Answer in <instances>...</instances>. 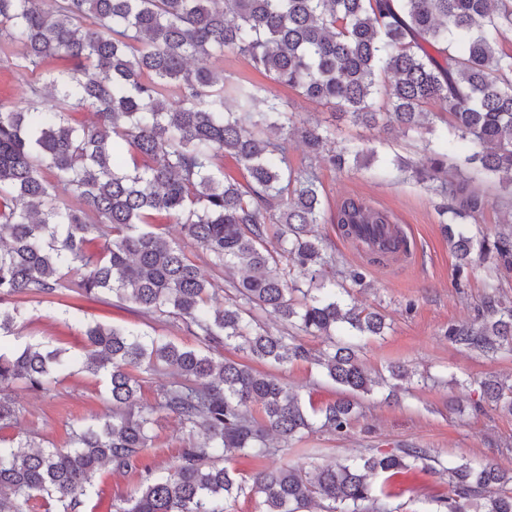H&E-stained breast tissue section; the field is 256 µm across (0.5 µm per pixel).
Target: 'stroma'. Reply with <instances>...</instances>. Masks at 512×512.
Segmentation results:
<instances>
[{
    "mask_svg": "<svg viewBox=\"0 0 512 512\" xmlns=\"http://www.w3.org/2000/svg\"><path fill=\"white\" fill-rule=\"evenodd\" d=\"M209 66L230 81L275 88L298 121L335 127L339 142L377 150L379 162L368 167L338 171L328 164H317L324 211L333 213L348 197L370 200L394 215L412 244L411 258L373 265L363 249L343 237L336 225L326 222L316 225L315 230L331 244L337 270L358 268L364 273L366 285L351 289L352 301L387 317L389 327L384 335L361 341L362 364L383 371L400 362L434 378L433 384L424 387L411 385L396 403L384 402L377 393L363 397V412L346 434L318 431L270 460L237 458L231 461V468L249 476L269 462L305 467L312 462L326 464L378 450L416 446L429 449L444 462L461 457L491 458L512 471V416L491 405H479L476 384L478 378L490 373L512 376V355L491 361L460 348L446 336L448 326L472 322L490 300L512 301V270L485 264L457 275V261L443 232L440 209L444 197L387 165V158L396 154L421 161L425 131L406 132L392 122L365 127L336 121L330 108L305 99L295 90L274 86L240 55L227 52L215 56ZM58 74L54 62L43 64L33 74L0 56V99L22 105L32 86H44ZM472 151L469 143H458L448 155V172L471 179L474 189L485 197L484 209L471 220L469 228L491 234L512 213V202L502 199L498 185L478 180L474 168L465 164ZM92 322L144 329L190 347L198 344L179 319L151 314L108 296L83 298L69 288L59 289L54 303L21 304L16 335L4 337L0 344L11 350L49 342L79 355L84 346L82 328ZM264 370L288 384L304 403L318 407L339 396L335 384L309 362L268 364ZM10 394L22 408V428L45 447L63 445L74 420L110 412L104 380L76 368L62 374L48 393H34L18 384ZM152 434L153 446L142 459L143 468L162 473L176 463L183 434L177 418L166 413L156 418ZM140 482V470L115 473L103 469L85 501L84 512H117ZM392 492L388 501L391 512H436L449 488L446 479L420 464L399 474Z\"/></svg>",
    "mask_w": 512,
    "mask_h": 512,
    "instance_id": "obj_1",
    "label": "stroma"
}]
</instances>
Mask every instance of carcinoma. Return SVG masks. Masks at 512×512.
<instances>
[{
  "mask_svg": "<svg viewBox=\"0 0 512 512\" xmlns=\"http://www.w3.org/2000/svg\"><path fill=\"white\" fill-rule=\"evenodd\" d=\"M42 2L0 0L1 53L20 47L22 68L32 72L49 60L69 65L24 106L0 101V336L13 333L19 303L47 301L70 275L79 295L181 319L200 347L85 325L80 369L107 380L112 411L72 426L61 448L0 437V512H36L40 501L81 512L102 468L138 467L160 412L175 415L185 432L178 463L164 474L145 469L119 512H229L247 489L258 512L321 504L325 512H388V494L370 477L423 464L429 449L378 451L308 472L272 465L255 472L249 488L222 465L269 457L320 428L343 435L358 417V397L383 387L395 393L416 372L395 364L374 376L360 362L358 341L382 335L385 315L347 302L346 285L328 278L335 258L313 230L325 222L319 177L311 165L288 162L295 134L311 159L338 170L371 161L374 151L340 145L319 124H297L278 95L229 82L207 62L226 51L243 56L336 118L366 126L386 116L413 131L427 107L438 106L450 123L429 127L424 162L397 155L390 164L455 199L443 207L452 220L472 218L485 199L465 180L448 181L445 159L454 141H468L475 151L466 162L512 187V51L501 40L512 30V0H53L50 9ZM78 108L95 120L71 125L67 116ZM226 155L242 167V180L224 176ZM56 183L70 203H58ZM159 216L181 225L207 266L148 230ZM330 221L366 247L371 263L410 252L393 215L364 198L342 200ZM446 232L460 270L512 264V234ZM209 267L245 272L229 281L232 295L219 308L211 305ZM260 312L279 315L292 331L272 333ZM300 333L327 337L329 348L313 353ZM446 336L486 356L511 353L512 302L490 306L470 326L448 327ZM294 360L316 364L340 397L308 407L251 366ZM72 364L44 343L0 350V430L19 425L7 388L21 381L46 392ZM161 367L174 380L154 402H140L135 371ZM478 387L481 401L512 415V380L491 375ZM274 438L281 448L271 446ZM439 474L450 489L443 512H512V473L494 461L462 457Z\"/></svg>",
  "mask_w": 512,
  "mask_h": 512,
  "instance_id": "carcinoma-1",
  "label": "carcinoma"
}]
</instances>
